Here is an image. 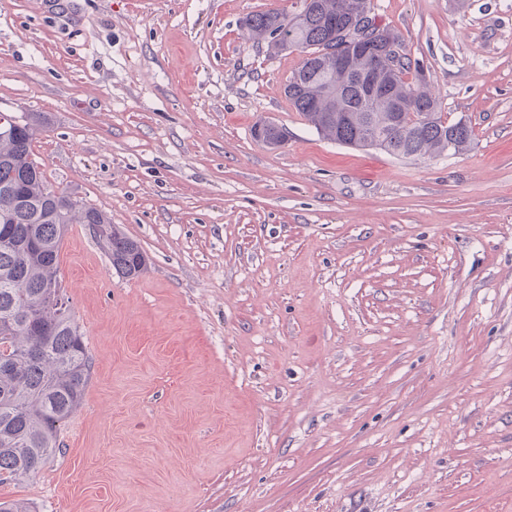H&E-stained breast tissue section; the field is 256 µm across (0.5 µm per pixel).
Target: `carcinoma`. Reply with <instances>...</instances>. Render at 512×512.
<instances>
[{
    "label": "carcinoma",
    "mask_w": 512,
    "mask_h": 512,
    "mask_svg": "<svg viewBox=\"0 0 512 512\" xmlns=\"http://www.w3.org/2000/svg\"><path fill=\"white\" fill-rule=\"evenodd\" d=\"M352 0H299L291 13L270 8L246 17V36L271 40L280 52L302 55L287 79L291 105L317 132L344 146L371 148L400 158L457 155L473 141V129L449 123L430 92L416 81L404 35L388 24L377 40L396 41L404 60L372 73L408 101L405 112H391L336 70L309 67L307 55L331 37L328 20L348 21ZM45 120L30 113L0 131V484L38 475L59 450L63 427L80 409L91 379L92 361L61 292L59 253L71 224L98 225L113 272L136 278L147 269L140 245L96 207L65 192L51 198L42 168L33 158L34 142Z\"/></svg>",
    "instance_id": "1"
}]
</instances>
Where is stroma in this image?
Returning <instances> with one entry per match:
<instances>
[{
  "instance_id": "obj_1",
  "label": "stroma",
  "mask_w": 512,
  "mask_h": 512,
  "mask_svg": "<svg viewBox=\"0 0 512 512\" xmlns=\"http://www.w3.org/2000/svg\"><path fill=\"white\" fill-rule=\"evenodd\" d=\"M296 0H0V112L44 113L59 256L93 369L31 512H512V0H374L461 155L324 139L298 53L243 19ZM288 132L272 149L251 129Z\"/></svg>"
}]
</instances>
